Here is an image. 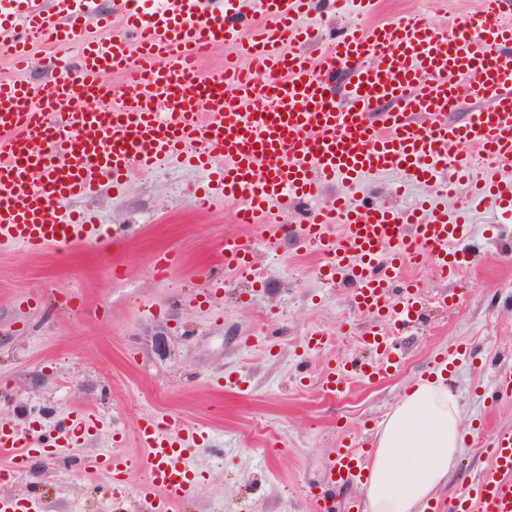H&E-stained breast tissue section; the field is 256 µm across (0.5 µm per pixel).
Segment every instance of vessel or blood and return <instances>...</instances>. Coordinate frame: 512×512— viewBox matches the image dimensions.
<instances>
[{
  "label": "vessel or blood",
  "mask_w": 512,
  "mask_h": 512,
  "mask_svg": "<svg viewBox=\"0 0 512 512\" xmlns=\"http://www.w3.org/2000/svg\"><path fill=\"white\" fill-rule=\"evenodd\" d=\"M257 3L261 19L246 28L234 0H112L108 14L97 0H0V56L26 68L32 41L59 51L47 82L0 78V252L99 243L101 227L83 224L70 203L93 197L103 181L118 187L134 172L184 157L214 167L220 193L272 234L270 215L284 200L316 198L327 183L355 184L368 174L401 172L426 185L444 171L446 193L467 178L471 200L512 208V15L504 0H483L448 27L402 19L349 28L317 58L297 49L320 36L316 0ZM116 18L122 34L87 38L90 21ZM219 44L248 56L252 69L230 63L201 73V53ZM344 69L340 108L331 91ZM112 73L125 78V91L102 83ZM466 90L492 91L493 105L449 123ZM84 93L107 107L73 111ZM335 226L340 235H332ZM472 236L471 225L444 209L395 212L347 196L311 209L304 226L305 241L324 258L320 276L349 273L355 308L403 332L420 323L423 308L419 285L400 280L404 263L453 273L466 264L461 244ZM216 257L228 275L252 263L248 244L235 239ZM362 343L371 359L336 362L328 390L352 375L381 379L397 368L389 333L369 330ZM104 425L96 412L77 411L54 445L73 447ZM199 435L152 415L140 424L148 512H174L193 490L189 461ZM45 451L41 436L0 421V477ZM486 451L488 467L457 512H512V433L497 435ZM86 466L105 476L110 498L125 497L124 454L101 453ZM364 470L363 442L337 449L316 512H335L337 496Z\"/></svg>",
  "instance_id": "obj_1"
}]
</instances>
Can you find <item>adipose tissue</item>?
<instances>
[{"label": "adipose tissue", "mask_w": 512, "mask_h": 512, "mask_svg": "<svg viewBox=\"0 0 512 512\" xmlns=\"http://www.w3.org/2000/svg\"><path fill=\"white\" fill-rule=\"evenodd\" d=\"M469 436L447 372L415 382L376 433L364 486L371 512H431Z\"/></svg>", "instance_id": "adipose-tissue-1"}]
</instances>
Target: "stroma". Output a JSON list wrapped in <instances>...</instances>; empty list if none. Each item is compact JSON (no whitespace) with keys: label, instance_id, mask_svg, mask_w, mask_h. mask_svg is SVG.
I'll return each instance as SVG.
<instances>
[{"label":"stroma","instance_id":"obj_1","mask_svg":"<svg viewBox=\"0 0 512 512\" xmlns=\"http://www.w3.org/2000/svg\"><path fill=\"white\" fill-rule=\"evenodd\" d=\"M376 2L367 13L342 0L316 25L329 34L409 16L443 22L481 4ZM207 191L193 168L166 161L121 191L107 185L95 200L75 203L111 226V239L97 247L0 253V420L34 425L48 439L70 412L91 409L123 434L118 445L102 433L33 459L0 492L32 498L35 512H145L136 428L154 415L206 434L191 459L195 486L178 512H313L312 495L344 438L372 440L411 383L433 374L435 352L456 343L473 350L450 379L465 415L485 434L512 432V396L489 398L494 368H512V260L503 255L512 240L490 232L507 217L482 206L471 212L478 234L470 265L457 275L406 264L403 278L423 287L427 322L402 337L392 376L331 393L322 385L327 366L360 353L369 321L353 307L347 284L318 277L321 256L301 236L309 203L276 210L281 229L271 237L237 223L232 203L196 208L194 196ZM343 191L355 202L403 211L423 202L454 205L397 172L351 187L338 182L324 195ZM227 238L250 246L251 274L228 277L208 303L185 305V296L219 275L214 252ZM162 249L177 250L181 263L161 276L153 266ZM317 331L326 343L308 349L305 338ZM112 447L131 462L127 496L116 502L103 491V476L77 463ZM486 466L481 441L472 438L439 500L464 495Z\"/></svg>","mask_w":512,"mask_h":512}]
</instances>
